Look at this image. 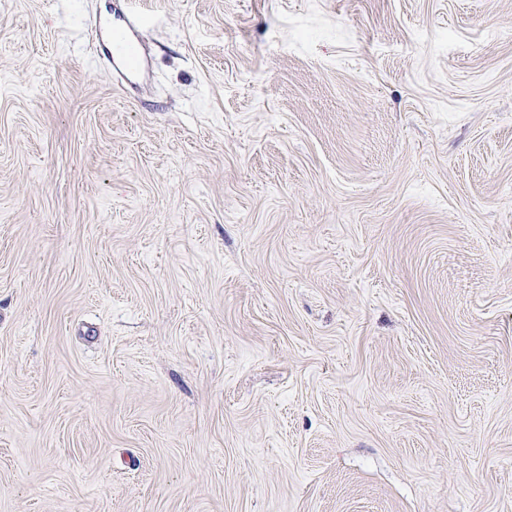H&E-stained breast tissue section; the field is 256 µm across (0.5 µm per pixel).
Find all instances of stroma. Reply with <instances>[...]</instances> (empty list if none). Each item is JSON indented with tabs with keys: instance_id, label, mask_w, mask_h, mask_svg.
<instances>
[{
	"instance_id": "1",
	"label": "stroma",
	"mask_w": 512,
	"mask_h": 512,
	"mask_svg": "<svg viewBox=\"0 0 512 512\" xmlns=\"http://www.w3.org/2000/svg\"><path fill=\"white\" fill-rule=\"evenodd\" d=\"M0 512H512V0H0ZM142 23L143 19L140 16L130 14L125 19V24L122 28V31L112 32V60H114L116 55L123 67H125L123 57L125 48H130L135 52L134 65L136 67L139 65L140 54L139 47L135 43V35Z\"/></svg>"
}]
</instances>
